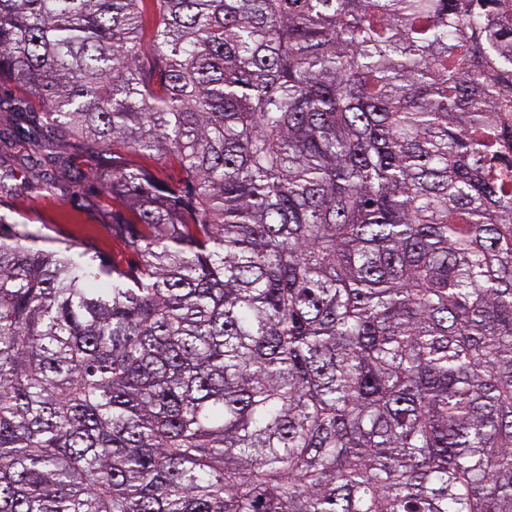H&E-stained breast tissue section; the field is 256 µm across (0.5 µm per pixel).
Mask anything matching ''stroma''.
I'll list each match as a JSON object with an SVG mask.
<instances>
[{
	"label": "stroma",
	"mask_w": 512,
	"mask_h": 512,
	"mask_svg": "<svg viewBox=\"0 0 512 512\" xmlns=\"http://www.w3.org/2000/svg\"><path fill=\"white\" fill-rule=\"evenodd\" d=\"M95 160V152L83 148L72 154L67 166L52 168L60 185L56 196L35 190L0 193V215L40 227L44 246L72 244L126 268L137 259L129 245L136 228L120 223L121 208L107 207L100 199L90 175Z\"/></svg>",
	"instance_id": "1"
}]
</instances>
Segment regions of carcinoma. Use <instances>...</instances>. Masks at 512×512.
<instances>
[{
  "label": "carcinoma",
  "mask_w": 512,
  "mask_h": 512,
  "mask_svg": "<svg viewBox=\"0 0 512 512\" xmlns=\"http://www.w3.org/2000/svg\"><path fill=\"white\" fill-rule=\"evenodd\" d=\"M5 83L143 230L0 215V512H512V0H0Z\"/></svg>",
  "instance_id": "1"
}]
</instances>
